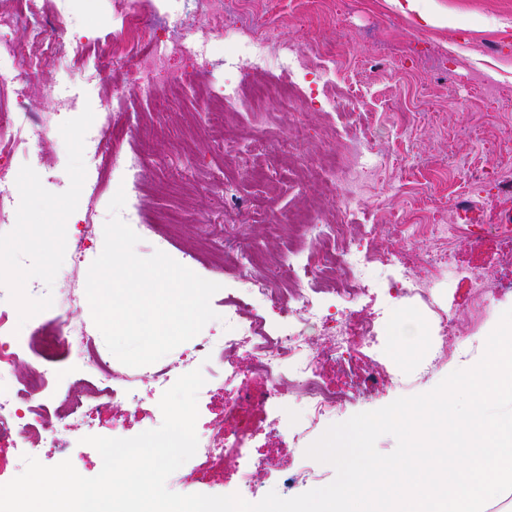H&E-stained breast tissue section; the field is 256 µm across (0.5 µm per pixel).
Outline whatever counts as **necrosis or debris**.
I'll use <instances>...</instances> for the list:
<instances>
[{
  "mask_svg": "<svg viewBox=\"0 0 512 512\" xmlns=\"http://www.w3.org/2000/svg\"><path fill=\"white\" fill-rule=\"evenodd\" d=\"M19 8L13 14H0V30L12 27L18 18H25L34 30L32 47L23 49L10 42L0 41V89L17 83L26 74L46 68L67 65L71 56L83 53L80 42H56L41 31L45 17H52L58 32H66L76 25L75 18L66 7V0H18ZM120 14L130 37L112 44L111 64L134 63V80L138 91L146 98H154L159 82H166L169 89L179 90L193 83L192 69H171L173 56L196 58L195 43L186 39H161L156 28L149 22L140 6V0H121ZM211 32L234 37L244 48L241 64L254 73L264 72L270 62H278L281 69L306 71L324 78L326 65L334 61L335 49L315 46L303 53L289 52L286 45L274 40L267 29L255 22L251 11L245 10L241 0H232L226 15L215 16ZM248 100L251 111L257 112L267 102H274L280 111L296 112L303 105L295 84L269 86L265 84L241 88L236 84L225 85L220 96L205 93L198 99L199 108L211 117L212 125L222 124L224 114L231 107ZM382 159L376 148L367 154H345L328 151L321 166L323 182L339 201L343 216L357 213L360 199L358 191L365 165H374ZM341 220L331 222L319 218L314 212L296 215L294 222L311 238L336 245L335 253L312 251L305 256L290 259L283 266L294 288L288 298L292 324L271 334L259 316H247L246 311L258 300L272 298L273 290L267 280L252 276L254 266L252 252L243 249L237 256L242 275L247 283L246 297L229 298L224 308L223 342L209 340L197 344L194 356L206 360L215 353H237L241 346H249L255 356L254 367L269 380L272 394H279L283 386L298 389L306 400L308 415L294 434L295 440H303L318 423L335 414L347 400L345 392L330 389L317 376L316 356L310 348L309 336L321 319L319 301L322 295L319 281L325 280L329 267L341 269L346 274L337 297L344 305H352L358 296L377 288L378 283L370 275L371 270L381 269L388 274L389 289L408 299L429 300L433 277L447 273L449 278L466 277L472 292L475 309L484 312L496 300L497 289L490 274L482 268L470 269L460 274L450 252L444 247L445 240L455 235V227L446 224H403L401 236L413 238L421 234L433 238L437 246L427 253L421 266L411 267L402 262L389 249L374 242L380 233L378 225H371L368 233L361 236L357 245L343 246L346 225ZM23 391L0 390V435L14 432L32 435L42 415L21 413L19 405Z\"/></svg>",
  "mask_w": 512,
  "mask_h": 512,
  "instance_id": "4bbe7bcc",
  "label": "necrosis or debris"
}]
</instances>
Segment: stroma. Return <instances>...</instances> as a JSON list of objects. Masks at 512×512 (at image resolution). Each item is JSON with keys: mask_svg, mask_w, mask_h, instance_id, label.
<instances>
[{"mask_svg": "<svg viewBox=\"0 0 512 512\" xmlns=\"http://www.w3.org/2000/svg\"><path fill=\"white\" fill-rule=\"evenodd\" d=\"M68 6L80 21L74 36L86 43V50L69 67L44 70L18 86L31 101L40 127L19 142L5 144L12 155L10 174L20 188L8 222L0 223V246L23 261L0 266V286L9 290L20 331L55 323L60 316L73 317L87 334L92 352L118 370L122 364L114 360L94 324L85 293L88 270L103 249L108 205L116 192L124 191V209L138 224H156L167 212H180L168 254L200 277L220 284L210 301L217 318L200 333L201 338L217 341L224 335L219 315L227 297L242 285L238 248L261 251L266 262L255 268L261 276L288 251L319 250V242L303 238L288 218L303 208L328 213L336 201L320 177L303 178L300 168L318 166L324 146L342 151L353 131L344 112L321 110L319 89L324 84L311 75L298 81L313 102L296 115L308 131L296 152L276 149L289 117L272 103L259 115L244 107L225 113L223 128H206L204 114L196 110L199 88L218 91L228 79L246 86L255 80L239 63L237 43L208 31V12L226 9L227 0L185 4L182 32L206 41L207 55L196 63L197 86L163 102L130 92L129 69L97 73L102 64L97 39L119 30L113 20L118 9L114 0H69ZM251 9L290 48L303 52L313 45H339L325 86L340 95L347 84H356L362 119L389 154L386 170L369 180L364 213L357 226L349 228L348 239L358 238L361 225H383L385 241L417 264L433 241L425 236L410 242L401 239L399 225L453 224L460 228L451 243L455 264L464 271L488 269L498 287L492 311L473 321H460L444 354L435 340L433 307L466 310L471 294L465 279H436L427 303L390 304L379 292L347 308L336 298L324 299L325 319L310 345L319 354L320 378L350 395L333 417L339 423L398 397L428 392L451 372L476 364L490 329L503 311L512 308V258L500 253L494 235V226L512 208V199L487 174L491 168L512 172V150L504 149L501 142L503 132L512 130V0H419L413 12L402 11L393 0H279L272 6L253 0ZM425 12L442 16V26L423 23ZM43 84L67 98L69 107L41 98ZM123 88L128 91L125 109L106 112L108 96ZM90 122L121 132L123 152L143 158L137 179L121 182L114 177L108 156L88 154L82 131ZM228 134L237 138L238 158L224 154ZM459 178L469 189V203L463 208L448 198L449 181ZM269 211L281 221L273 235L264 222ZM36 284L43 285V293H32ZM386 303L391 306L388 318L380 324L374 342L365 343L355 332L356 324L376 316ZM404 313L420 323L422 348L400 360L393 354V331ZM339 333L345 336V357L357 372L367 374L383 366L391 381L362 391L339 363L322 358L324 348ZM195 346V341H187L162 362L175 365L180 375L207 370L208 384L197 399L196 432L203 435L213 425L223 424L224 460L216 465L192 457L168 478L169 490L237 493L255 503L271 491L291 498L334 480L331 465L308 458L305 446L292 440L306 411L297 389L286 388L280 398H269L268 379L253 371L242 352L233 359L235 379L225 382L223 358L193 359ZM425 365L430 371L423 376L419 370ZM54 367V390L28 395L27 403L51 413L58 405L57 392L95 395V380L75 356L60 354ZM149 372L146 366L134 370L140 378L139 403L128 404L118 397L98 406L82 428L68 432L66 447H55L48 434L39 441L1 436L0 484L23 472L27 454L46 466L67 459L80 475H98L102 458L85 444V437L130 438L162 422L163 391ZM259 460L264 466L252 491H245L241 472Z\"/></svg>", "mask_w": 512, "mask_h": 512, "instance_id": "1", "label": "stroma"}]
</instances>
